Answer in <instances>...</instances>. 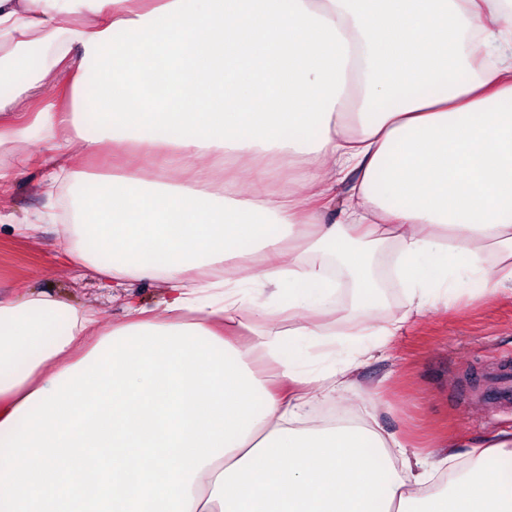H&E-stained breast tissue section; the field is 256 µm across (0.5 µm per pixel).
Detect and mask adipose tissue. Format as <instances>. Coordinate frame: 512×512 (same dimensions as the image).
Here are the masks:
<instances>
[{"label": "adipose tissue", "instance_id": "ef3b65f1", "mask_svg": "<svg viewBox=\"0 0 512 512\" xmlns=\"http://www.w3.org/2000/svg\"><path fill=\"white\" fill-rule=\"evenodd\" d=\"M0 81V185L42 128L46 196L78 190L65 261L166 286L108 332L47 294L0 301V512H512V437L422 457L378 411L311 414L369 344L299 367L340 313L335 271L355 311L377 300L372 245L408 301L374 336L439 293L512 286V0H0ZM62 145L122 172L77 177ZM132 148L174 154L182 182ZM272 166L299 176L228 194ZM258 256L270 304L197 280L228 260L248 279ZM273 314L295 328L266 337ZM282 183L283 180L278 176L262 175L255 170H244L230 190L235 195L248 196L257 192L278 191Z\"/></svg>", "mask_w": 512, "mask_h": 512}]
</instances>
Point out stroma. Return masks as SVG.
Returning a JSON list of instances; mask_svg holds the SVG:
<instances>
[{"mask_svg":"<svg viewBox=\"0 0 512 512\" xmlns=\"http://www.w3.org/2000/svg\"><path fill=\"white\" fill-rule=\"evenodd\" d=\"M42 177L38 165L19 166L12 181L0 187V300L46 291L95 312L105 331L122 322L128 300L157 307L165 294L163 282L137 281L129 288L112 289L80 265L59 268L61 221L35 222L49 206ZM30 223L34 231L17 232V225ZM407 308L405 289L394 284L381 289L373 307L329 320L328 325L336 333L353 334ZM502 354L512 355L511 292L466 295L450 305L440 300L401 335L362 358L354 373L356 386L342 400L356 408L381 401L382 427L408 447L427 451L448 444L464 456L494 438L512 435V408L489 399L487 388L477 389L468 401L452 398L458 387L488 371Z\"/></svg>","mask_w":512,"mask_h":512,"instance_id":"obj_1","label":"stroma"}]
</instances>
